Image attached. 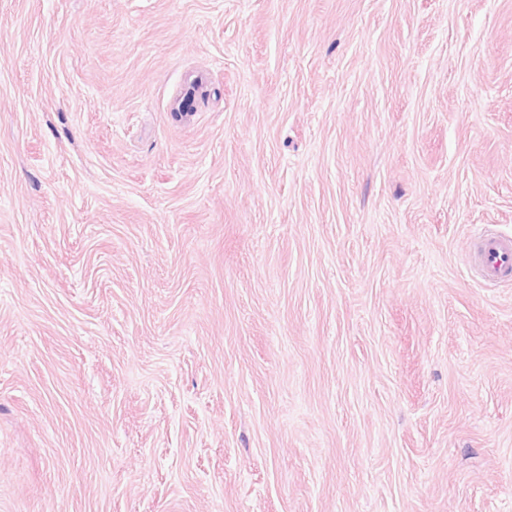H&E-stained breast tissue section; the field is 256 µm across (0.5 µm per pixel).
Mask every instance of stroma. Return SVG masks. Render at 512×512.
<instances>
[{"label": "stroma", "instance_id": "stroma-1", "mask_svg": "<svg viewBox=\"0 0 512 512\" xmlns=\"http://www.w3.org/2000/svg\"><path fill=\"white\" fill-rule=\"evenodd\" d=\"M512 0H0V512H512ZM470 266L486 282L512 281V235L483 233L476 236L470 253Z\"/></svg>", "mask_w": 512, "mask_h": 512}]
</instances>
